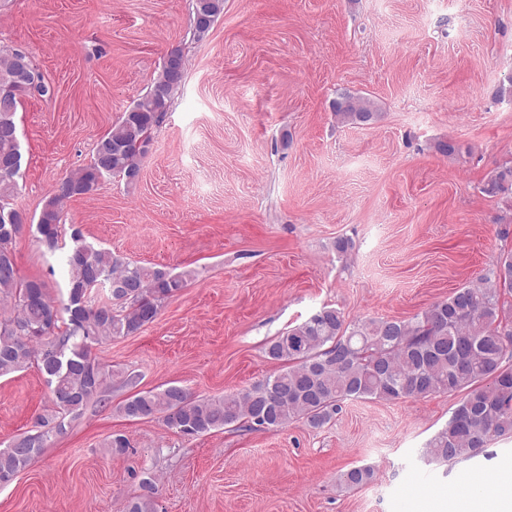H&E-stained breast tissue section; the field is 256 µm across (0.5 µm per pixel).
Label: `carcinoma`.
<instances>
[{
  "label": "carcinoma",
  "mask_w": 512,
  "mask_h": 512,
  "mask_svg": "<svg viewBox=\"0 0 512 512\" xmlns=\"http://www.w3.org/2000/svg\"><path fill=\"white\" fill-rule=\"evenodd\" d=\"M224 12V0H192L193 38L200 41ZM18 49L0 46V377L37 364L50 388L55 411L36 418L33 429L0 449V485L10 483L103 397L112 370L93 354L114 337L135 335L157 318L163 303L198 277L133 262L97 248L83 232L71 231L63 261L67 299L57 304L39 278H23L12 245L24 224L13 204L22 168L16 113L29 96L27 77L16 62ZM186 71L183 51L173 48L144 95L102 135L93 160L61 178L43 205L36 232L49 248L60 233L61 203L100 191L106 180L141 171L155 130L163 123ZM336 121L368 126L380 117L365 96L342 92ZM482 192L512 199V165L497 167ZM512 251L500 255L477 283L460 287L408 320L347 321L324 307L274 338L269 359L283 368L251 387L222 397L195 396L170 385L138 391L117 407L127 420L152 419L181 436L233 428L278 429L294 421L312 428L330 423L347 399L396 401L436 394H461L447 424L426 452L449 464L483 452L493 439L512 438ZM374 472L353 467L341 474L348 487L369 484ZM128 512H156L152 479Z\"/></svg>",
  "instance_id": "carcinoma-1"
}]
</instances>
